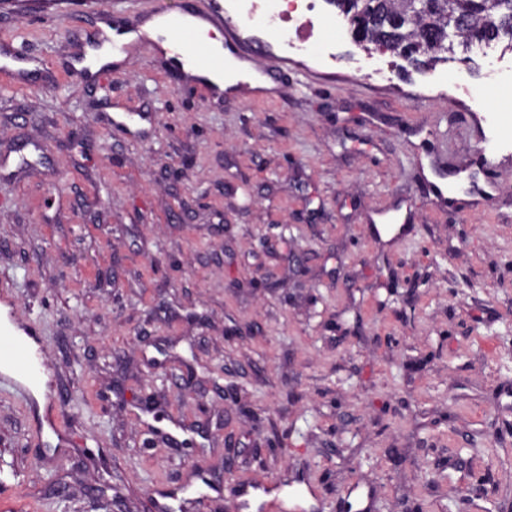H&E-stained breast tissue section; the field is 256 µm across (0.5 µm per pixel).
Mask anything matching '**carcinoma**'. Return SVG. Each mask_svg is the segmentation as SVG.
<instances>
[{
    "label": "carcinoma",
    "instance_id": "cac0c4a2",
    "mask_svg": "<svg viewBox=\"0 0 512 512\" xmlns=\"http://www.w3.org/2000/svg\"><path fill=\"white\" fill-rule=\"evenodd\" d=\"M357 22L355 36L360 43L392 42L398 52L425 58L432 65L443 60L444 46L425 40L426 29L448 32V22L462 18L465 27L457 44L470 46L486 41L491 28L501 25V37L512 41V0H426L418 10L415 0H375L374 8L361 0H329Z\"/></svg>",
    "mask_w": 512,
    "mask_h": 512
}]
</instances>
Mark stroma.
<instances>
[{
    "instance_id": "obj_1",
    "label": "stroma",
    "mask_w": 512,
    "mask_h": 512,
    "mask_svg": "<svg viewBox=\"0 0 512 512\" xmlns=\"http://www.w3.org/2000/svg\"><path fill=\"white\" fill-rule=\"evenodd\" d=\"M153 3L0 7L51 72L0 71V299L59 397L0 376V512H160L187 485L182 512L292 486L304 512H512V164L476 153L512 154V85L475 54L440 92L381 52L387 83L292 57L221 106L149 55L69 75L104 11ZM431 129L488 197L435 201Z\"/></svg>"
}]
</instances>
